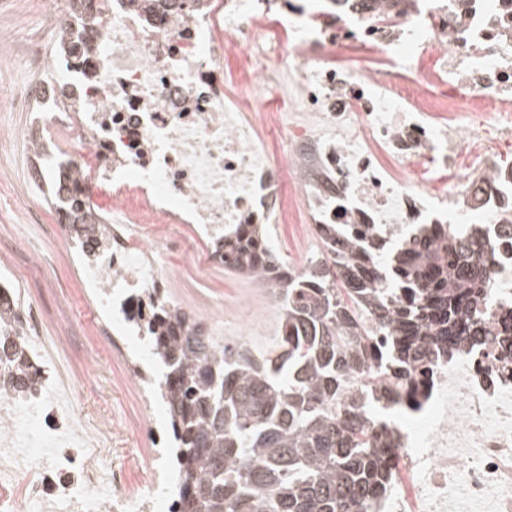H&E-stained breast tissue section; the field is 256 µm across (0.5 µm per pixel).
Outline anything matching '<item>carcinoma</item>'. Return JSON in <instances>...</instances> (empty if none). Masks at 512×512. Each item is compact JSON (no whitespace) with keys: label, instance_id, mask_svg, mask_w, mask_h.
<instances>
[{"label":"carcinoma","instance_id":"obj_1","mask_svg":"<svg viewBox=\"0 0 512 512\" xmlns=\"http://www.w3.org/2000/svg\"><path fill=\"white\" fill-rule=\"evenodd\" d=\"M353 228L320 225V247L301 272L279 260L264 225L224 233V265L272 293L288 330L260 363L156 309L148 333L187 487L177 512H362L387 490L392 450L372 436L382 425L374 407L403 403L431 348L479 335L493 255L457 227L397 250ZM405 284L408 303L389 306L385 286ZM365 311L388 336L379 356L376 340L360 334ZM23 362L18 342L0 332V366L19 373ZM354 374L364 382L345 398Z\"/></svg>","mask_w":512,"mask_h":512}]
</instances>
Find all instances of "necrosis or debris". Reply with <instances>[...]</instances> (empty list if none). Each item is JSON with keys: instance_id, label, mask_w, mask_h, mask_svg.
<instances>
[{"instance_id": "necrosis-or-debris-1", "label": "necrosis or debris", "mask_w": 512, "mask_h": 512, "mask_svg": "<svg viewBox=\"0 0 512 512\" xmlns=\"http://www.w3.org/2000/svg\"><path fill=\"white\" fill-rule=\"evenodd\" d=\"M53 55L36 60L51 83L24 105L53 102L20 130L40 167L66 136L73 163L60 181L82 204L85 233L58 208L101 313L98 335L131 358L130 377L155 443L149 475L105 469L112 441L80 418L75 387L51 354H29L31 381L15 390L0 371V512H172L160 402L145 371L156 306L171 295L172 253L221 265L216 243L238 224H276L291 203L311 224H360L409 243L436 224H468L496 260L484 333L453 352L433 350L406 422L382 438L400 464L366 512H512V0H352L336 16L309 0H179L132 10L127 0H83ZM362 50L369 66L343 63ZM249 64L228 70V53ZM282 106L271 124L251 99ZM279 133V155L265 146ZM96 193L108 208L90 206ZM189 225L190 236L177 232Z\"/></svg>"}]
</instances>
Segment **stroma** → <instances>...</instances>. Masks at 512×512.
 Returning <instances> with one entry per match:
<instances>
[{"instance_id": "obj_1", "label": "stroma", "mask_w": 512, "mask_h": 512, "mask_svg": "<svg viewBox=\"0 0 512 512\" xmlns=\"http://www.w3.org/2000/svg\"><path fill=\"white\" fill-rule=\"evenodd\" d=\"M41 45L53 53V34L43 0H0V277L22 269L18 284L22 302L36 304L44 318L42 347L53 349L65 379L82 392L81 418L89 424L105 422L122 431L123 457L131 463L133 482L144 479L140 463L146 445L128 432L141 415L137 389L128 378L129 363L112 354L95 332L99 310L88 294L70 246L62 239H43L53 222L43 196L50 181H35L27 168L24 144L17 133L30 120L16 109L15 98L25 95L37 75L30 71L26 52ZM307 213L291 205L284 221L272 225L270 243L281 259L302 266L316 245L309 237ZM42 245L46 264L29 261L32 246ZM178 278L177 292L191 307L222 308L217 323L220 340L236 341L254 317L250 302L259 299L245 278L221 269L203 272L181 254L169 256Z\"/></svg>"}]
</instances>
